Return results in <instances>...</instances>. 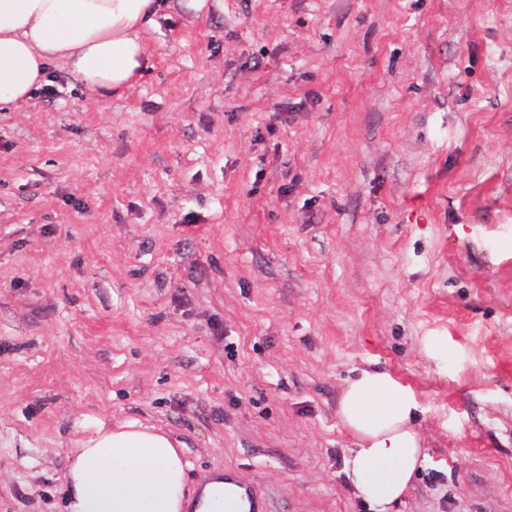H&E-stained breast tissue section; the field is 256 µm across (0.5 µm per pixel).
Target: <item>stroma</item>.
I'll return each instance as SVG.
<instances>
[{
  "instance_id": "35a3bbf8",
  "label": "stroma",
  "mask_w": 512,
  "mask_h": 512,
  "mask_svg": "<svg viewBox=\"0 0 512 512\" xmlns=\"http://www.w3.org/2000/svg\"><path fill=\"white\" fill-rule=\"evenodd\" d=\"M93 102L0 112V512L137 421L262 512H370L337 416L415 393L397 512H512V0H159Z\"/></svg>"
}]
</instances>
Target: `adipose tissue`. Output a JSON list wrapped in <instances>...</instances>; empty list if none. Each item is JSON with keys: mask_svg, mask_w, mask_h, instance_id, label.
Masks as SVG:
<instances>
[{"mask_svg": "<svg viewBox=\"0 0 512 512\" xmlns=\"http://www.w3.org/2000/svg\"><path fill=\"white\" fill-rule=\"evenodd\" d=\"M156 0H0V110L25 104L63 63L91 100L123 96L148 62L146 33ZM418 403L391 374L362 369L337 401L341 424L356 440L343 471L372 512H391L425 459L412 419ZM177 440L121 423L78 442L66 473V512H184L191 496ZM233 483L208 482L198 512H248Z\"/></svg>", "mask_w": 512, "mask_h": 512, "instance_id": "obj_1", "label": "adipose tissue"}]
</instances>
